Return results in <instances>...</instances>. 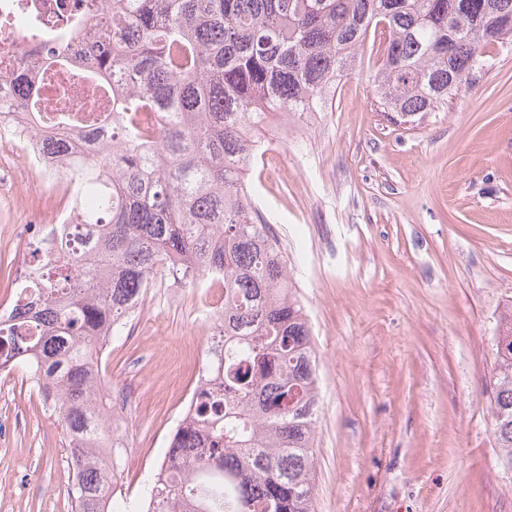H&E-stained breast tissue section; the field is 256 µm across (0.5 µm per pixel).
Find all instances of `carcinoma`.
<instances>
[{
	"mask_svg": "<svg viewBox=\"0 0 512 512\" xmlns=\"http://www.w3.org/2000/svg\"><path fill=\"white\" fill-rule=\"evenodd\" d=\"M381 31V105L421 120L472 85L486 49L512 44V0H112L85 31L92 75L137 86L112 103V139L85 158L50 140L77 175L82 220L28 240L14 297L0 308V360L54 392L75 512H115L112 478L87 460L115 447L110 393L94 376L138 297L160 280L197 290L218 278L210 333L225 361L166 453L178 478L144 482L133 512H315L317 359L288 263L246 179L274 116L325 107L333 79ZM49 33L39 60L66 62ZM18 98L38 89L13 76ZM155 138L147 145L146 138ZM492 433L512 468V306L494 336Z\"/></svg>",
	"mask_w": 512,
	"mask_h": 512,
	"instance_id": "obj_1",
	"label": "carcinoma"
}]
</instances>
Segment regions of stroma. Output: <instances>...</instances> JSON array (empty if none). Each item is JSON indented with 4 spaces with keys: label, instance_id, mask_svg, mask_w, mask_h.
<instances>
[{
    "label": "stroma",
    "instance_id": "35a3bbf8",
    "mask_svg": "<svg viewBox=\"0 0 512 512\" xmlns=\"http://www.w3.org/2000/svg\"><path fill=\"white\" fill-rule=\"evenodd\" d=\"M367 37L331 103L266 129L249 180L306 305L322 412L316 512H512L491 431L493 336L512 304V45L489 48L471 91L397 123ZM0 302L26 255L17 216L33 183L0 157ZM157 301L103 358L135 385L123 482L139 488L158 436L205 358V324ZM60 421L21 371L0 372V512H72Z\"/></svg>",
    "mask_w": 512,
    "mask_h": 512
}]
</instances>
